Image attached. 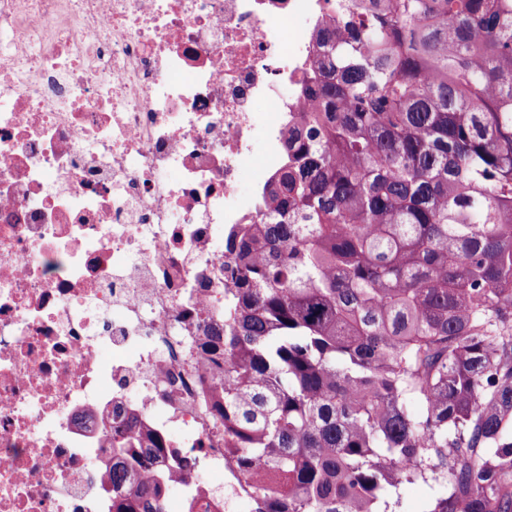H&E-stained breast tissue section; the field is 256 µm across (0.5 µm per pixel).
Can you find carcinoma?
Returning <instances> with one entry per match:
<instances>
[{"instance_id":"1","label":"carcinoma","mask_w":512,"mask_h":512,"mask_svg":"<svg viewBox=\"0 0 512 512\" xmlns=\"http://www.w3.org/2000/svg\"><path fill=\"white\" fill-rule=\"evenodd\" d=\"M263 224L224 237L213 410L258 512H512V0H336ZM111 512L195 465L113 423ZM437 493V487H431L429 484L423 482H416L414 484L404 485L399 491L400 506L395 507L394 501L396 496L389 499L390 507L388 511L397 512H425L428 509L429 503Z\"/></svg>"}]
</instances>
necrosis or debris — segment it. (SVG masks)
<instances>
[{"label": "necrosis or debris", "mask_w": 512, "mask_h": 512, "mask_svg": "<svg viewBox=\"0 0 512 512\" xmlns=\"http://www.w3.org/2000/svg\"><path fill=\"white\" fill-rule=\"evenodd\" d=\"M332 17L327 0H0V512H108L129 411L202 458L162 512H253L201 346L224 231L265 222Z\"/></svg>", "instance_id": "1"}]
</instances>
